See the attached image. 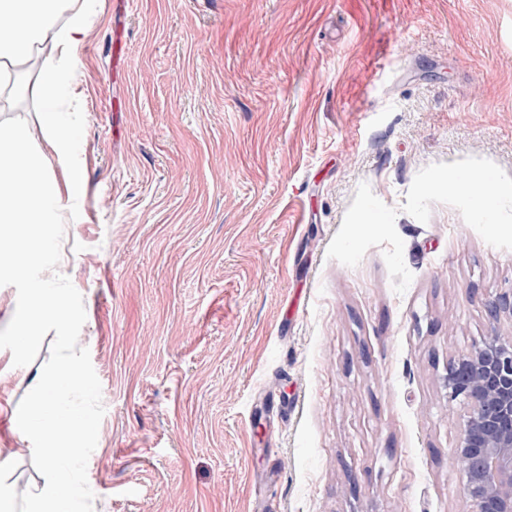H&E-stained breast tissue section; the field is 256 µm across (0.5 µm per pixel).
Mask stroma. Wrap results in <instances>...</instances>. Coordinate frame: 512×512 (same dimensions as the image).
I'll list each match as a JSON object with an SVG mask.
<instances>
[{
  "mask_svg": "<svg viewBox=\"0 0 512 512\" xmlns=\"http://www.w3.org/2000/svg\"><path fill=\"white\" fill-rule=\"evenodd\" d=\"M76 85L93 512H473L443 377L512 334V0H101ZM55 337L0 349L19 492Z\"/></svg>",
  "mask_w": 512,
  "mask_h": 512,
  "instance_id": "1",
  "label": "stroma"
}]
</instances>
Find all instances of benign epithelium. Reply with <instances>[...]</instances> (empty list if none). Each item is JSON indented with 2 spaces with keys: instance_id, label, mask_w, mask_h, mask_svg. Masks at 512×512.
Masks as SVG:
<instances>
[{
  "instance_id": "benign-epithelium-1",
  "label": "benign epithelium",
  "mask_w": 512,
  "mask_h": 512,
  "mask_svg": "<svg viewBox=\"0 0 512 512\" xmlns=\"http://www.w3.org/2000/svg\"><path fill=\"white\" fill-rule=\"evenodd\" d=\"M495 324L512 316V293L485 304ZM448 402L464 408L451 455L476 512H512V336L493 330L448 362Z\"/></svg>"
}]
</instances>
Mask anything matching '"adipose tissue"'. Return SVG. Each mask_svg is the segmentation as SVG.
I'll return each mask as SVG.
<instances>
[{"label": "adipose tissue", "mask_w": 512, "mask_h": 512, "mask_svg": "<svg viewBox=\"0 0 512 512\" xmlns=\"http://www.w3.org/2000/svg\"><path fill=\"white\" fill-rule=\"evenodd\" d=\"M97 13V0H0V74L10 79L0 112L32 93L41 107V139L26 125L0 121V274L31 283L25 304L10 312L26 339L48 322L64 325L67 315L62 289L30 276L56 239L57 215L86 193L82 172L71 162L80 132L60 123L56 108L74 88Z\"/></svg>", "instance_id": "ef3b65f1"}]
</instances>
